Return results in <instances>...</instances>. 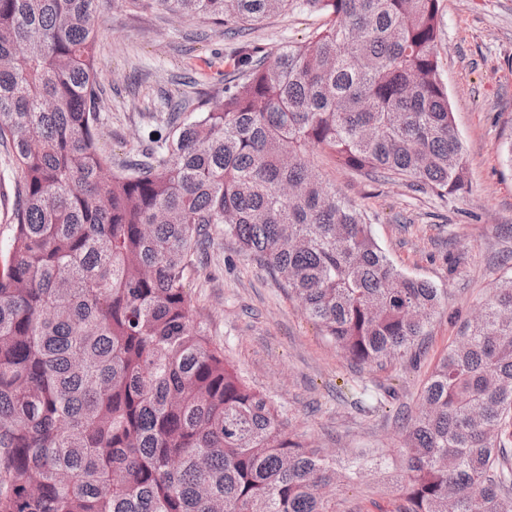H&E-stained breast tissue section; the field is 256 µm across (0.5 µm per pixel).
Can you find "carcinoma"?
<instances>
[{
  "label": "carcinoma",
  "mask_w": 512,
  "mask_h": 512,
  "mask_svg": "<svg viewBox=\"0 0 512 512\" xmlns=\"http://www.w3.org/2000/svg\"><path fill=\"white\" fill-rule=\"evenodd\" d=\"M107 0H0V143L19 201L0 258V512H336L344 479L192 315L224 225L352 362L383 367L446 300L326 185L319 146L445 197L466 182L439 0H156L216 25L289 9L328 25L239 78L161 149L108 173L95 32ZM405 418L399 512H512V277Z\"/></svg>",
  "instance_id": "cac0c4a2"
}]
</instances>
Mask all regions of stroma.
Listing matches in <instances>:
<instances>
[{"instance_id": "stroma-1", "label": "stroma", "mask_w": 512, "mask_h": 512, "mask_svg": "<svg viewBox=\"0 0 512 512\" xmlns=\"http://www.w3.org/2000/svg\"><path fill=\"white\" fill-rule=\"evenodd\" d=\"M326 16L291 9L242 26L173 15L154 0H108L97 37L104 87L98 146L121 171L167 99L192 120L222 95L242 47L273 55L307 40ZM441 75L467 159L468 188L452 197L401 180L369 179L328 150L308 157L337 194L358 207L390 260L448 294L419 352L379 369L352 364L325 340L298 302L244 254L223 226L191 268L195 319L256 391L281 411L290 432L314 442L348 476L336 512H398L392 459L403 416L475 309L512 267V0H440ZM14 160L0 146V254L16 202Z\"/></svg>"}]
</instances>
